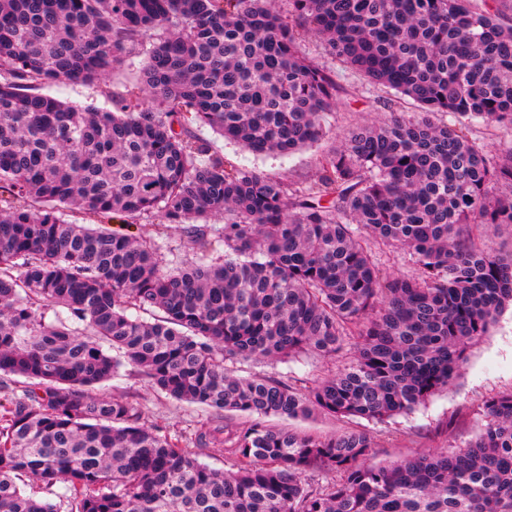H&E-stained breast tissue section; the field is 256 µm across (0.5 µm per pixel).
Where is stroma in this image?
I'll return each instance as SVG.
<instances>
[{"label": "stroma", "mask_w": 512, "mask_h": 512, "mask_svg": "<svg viewBox=\"0 0 512 512\" xmlns=\"http://www.w3.org/2000/svg\"><path fill=\"white\" fill-rule=\"evenodd\" d=\"M151 47L142 40L133 47L124 63L108 75L90 84L60 81L44 86V93L80 107L112 109L115 99L134 84ZM301 51L307 57L336 72L341 102L325 121L326 133L317 143L290 154L255 155L236 144L224 141L210 127L191 124L192 133L221 154L226 163L252 170L272 179L294 183L315 172L321 156L339 146L343 133L361 124H376L389 112L415 118L416 108L402 100H392L384 89L373 86L331 57L321 40L306 36ZM355 358L352 344H344L335 358H323L306 352L285 360H231L227 366L236 374L273 379L304 390ZM512 390V306H505L485 336L472 344L453 384L435 393L410 413L379 422L365 419H336L324 414L289 421V428L301 434L330 436L342 431H359L374 442L370 464L387 465L419 456L435 448H461L480 431L486 421V403L494 396ZM102 393L121 398L136 407L146 425L178 435L181 445L198 460L228 472L237 468V458L228 448L199 450L194 433L210 419L209 410L180 401L152 386L130 366L103 384Z\"/></svg>", "instance_id": "35a3bbf8"}]
</instances>
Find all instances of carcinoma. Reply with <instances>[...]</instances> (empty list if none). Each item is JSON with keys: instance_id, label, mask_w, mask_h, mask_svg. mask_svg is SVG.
<instances>
[{"instance_id": "carcinoma-1", "label": "carcinoma", "mask_w": 512, "mask_h": 512, "mask_svg": "<svg viewBox=\"0 0 512 512\" xmlns=\"http://www.w3.org/2000/svg\"><path fill=\"white\" fill-rule=\"evenodd\" d=\"M288 5L290 21L275 0H0V374L28 383L0 397V512H58L23 476L64 484L69 512H512V391L466 447L388 467L367 463L365 433L265 424L407 414L452 385L512 303V254L470 231L512 227V195L492 193L512 188V147L491 155L468 137L475 119L512 132V0ZM302 31L422 112L348 131L297 186L226 164L186 121L255 154L317 142L336 75L302 54ZM155 32L139 95L115 110L40 92L97 80ZM66 209L158 210L186 225L196 260L167 269L155 242ZM384 247L416 273H387ZM43 307L70 317L47 324ZM349 336L354 363L304 391L224 368L331 357ZM127 364L176 399L244 416L220 441L208 424L195 434L201 448L230 444L237 469L199 462L94 392Z\"/></svg>"}]
</instances>
